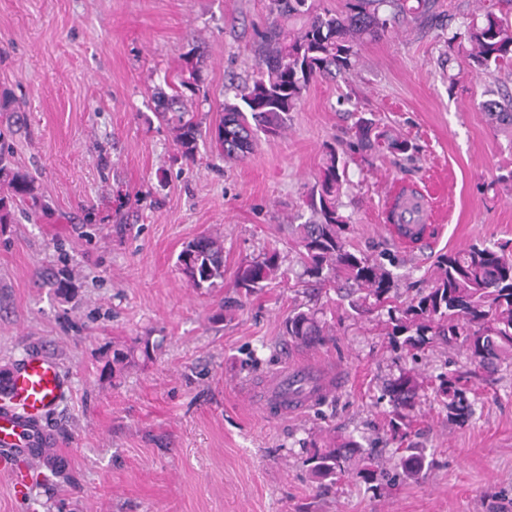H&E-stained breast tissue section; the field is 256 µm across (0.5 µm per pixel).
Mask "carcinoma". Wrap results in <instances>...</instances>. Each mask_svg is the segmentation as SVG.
<instances>
[{
  "label": "carcinoma",
  "mask_w": 512,
  "mask_h": 512,
  "mask_svg": "<svg viewBox=\"0 0 512 512\" xmlns=\"http://www.w3.org/2000/svg\"><path fill=\"white\" fill-rule=\"evenodd\" d=\"M434 0H344L342 9L329 10L321 0H268L270 26L258 40L257 74L237 97L240 102H224V115L214 140L224 158L243 160L250 155L258 133L276 135L286 126L288 113L300 104L304 92L319 78L354 71L360 45L393 27L396 19L417 20L426 16ZM468 44L471 64L483 73L512 65V17L485 5L478 20L463 24L448 37V48ZM199 82L198 68L189 69V78L153 92L155 112L164 119L179 113L176 143L188 161H194L198 124L181 112L179 87ZM483 110L495 125L512 129V95L489 99ZM351 139L339 145L324 144V157L315 184L306 196L311 219L295 227L294 241L302 275L319 284H335L345 291L343 298L356 315L387 311V336L411 358L438 345L461 346L470 364L495 371L512 359V252L507 246H489L476 241L465 248L437 256L431 287L418 291L406 302L395 297L390 271L377 260L350 250L346 233L349 218L340 212V197L347 184L349 163L367 150L380 154L411 156L417 147L409 139L382 129L378 122L361 113ZM419 194L399 191L388 215L400 237L416 245L429 225L413 216L416 208H404L408 197ZM37 203L34 178L14 171L7 193L0 196V224L11 220L17 203ZM419 225L410 236L405 225ZM179 265L191 285L210 289L224 283V244L211 235L190 241L178 256ZM280 255L275 249L241 265L235 287L251 294L282 277ZM286 335L299 345L319 346L328 332L318 312L295 309L285 322ZM435 397L448 410V418L465 424L475 414L477 400L458 370L436 376ZM421 385L411 372H402L389 382L386 396L392 410L388 426L393 435L407 436L411 411L419 399ZM360 444L349 440L339 447L316 448L307 459L311 476L322 482L334 481L346 473L348 449ZM403 472L418 476L424 469V453L410 446L401 457Z\"/></svg>",
  "instance_id": "cac0c4a2"
}]
</instances>
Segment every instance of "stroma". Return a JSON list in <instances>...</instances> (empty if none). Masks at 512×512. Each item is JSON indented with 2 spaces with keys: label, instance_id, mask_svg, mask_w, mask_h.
<instances>
[{
  "label": "stroma",
  "instance_id": "obj_1",
  "mask_svg": "<svg viewBox=\"0 0 512 512\" xmlns=\"http://www.w3.org/2000/svg\"><path fill=\"white\" fill-rule=\"evenodd\" d=\"M426 22L364 43L349 75L311 83L281 135L260 136L228 162L210 138L225 101L256 74L267 0H0V90L24 102L8 128L14 169L36 180L43 209L0 224V378L28 353L58 361L71 394L48 418L54 474L0 471V512H512V364L471 377L474 417L449 421L421 397L405 441L387 426V384L415 369H464L440 346L410 360L357 316L337 290L302 277L292 227L324 143L348 139L357 112L418 144L412 156L368 155L350 165L341 212L350 246L390 261L401 296L430 286L438 253L512 241V131L490 124L487 92L512 94V68L494 75L449 60L448 21H470L477 0H436ZM206 45L200 92L184 103L203 132L187 163L152 91ZM433 202L438 231L423 249L394 247L384 230L393 182ZM224 240V285L192 288L177 264L188 242ZM278 249L286 275L263 290L234 286L237 268ZM322 312L329 341L291 342L293 309ZM149 354H140L142 340ZM117 349L134 363L113 364ZM341 365L346 387L303 413L265 420L247 388L268 385L290 360ZM372 451L394 483L312 478L307 458L331 436ZM426 463L400 476L402 443Z\"/></svg>",
  "mask_w": 512,
  "mask_h": 512
}]
</instances>
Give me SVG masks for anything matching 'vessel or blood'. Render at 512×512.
I'll return each mask as SVG.
<instances>
[{
  "label": "vessel or blood",
  "mask_w": 512,
  "mask_h": 512,
  "mask_svg": "<svg viewBox=\"0 0 512 512\" xmlns=\"http://www.w3.org/2000/svg\"><path fill=\"white\" fill-rule=\"evenodd\" d=\"M342 375L298 361L279 371L261 402L263 413L298 414L341 388ZM69 390V381L58 363L33 352L0 381V457L35 459L50 445L44 428Z\"/></svg>",
  "instance_id": "1"
}]
</instances>
